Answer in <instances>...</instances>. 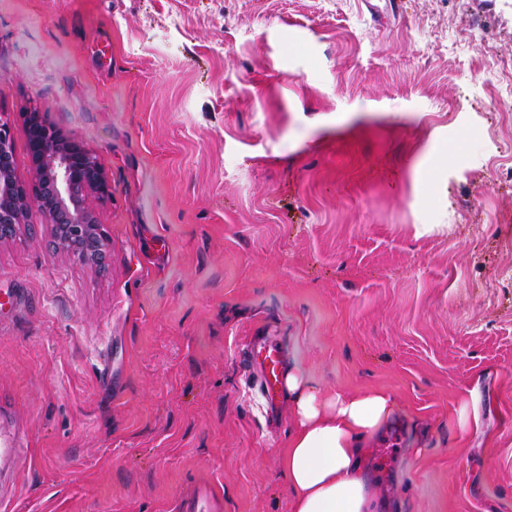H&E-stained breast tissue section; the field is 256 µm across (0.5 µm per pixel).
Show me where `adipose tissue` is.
<instances>
[{
    "label": "adipose tissue",
    "instance_id": "ef3b65f1",
    "mask_svg": "<svg viewBox=\"0 0 512 512\" xmlns=\"http://www.w3.org/2000/svg\"><path fill=\"white\" fill-rule=\"evenodd\" d=\"M283 387L294 414L281 459L292 512H394L363 468L369 440L396 417L394 397L376 389L325 393L296 367L284 373Z\"/></svg>",
    "mask_w": 512,
    "mask_h": 512
}]
</instances>
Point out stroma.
<instances>
[{"label": "stroma", "mask_w": 512, "mask_h": 512, "mask_svg": "<svg viewBox=\"0 0 512 512\" xmlns=\"http://www.w3.org/2000/svg\"><path fill=\"white\" fill-rule=\"evenodd\" d=\"M0 0V119L101 164L110 251L0 242L7 512H291L285 392L384 389L401 512H512V0ZM473 421L459 426L460 410ZM254 357L260 366V385L267 399L273 395L279 382L281 369L280 352L276 343L267 338L257 339ZM27 442L23 434L14 430L4 431L0 427V503L9 501L14 495V479L6 483L4 477L9 474L14 477L19 458L27 449ZM223 498L224 493L220 486L206 482L197 494L182 499L177 510L179 512H219L215 509L204 508L202 504L211 503L220 510Z\"/></svg>", "instance_id": "35a3bbf8"}]
</instances>
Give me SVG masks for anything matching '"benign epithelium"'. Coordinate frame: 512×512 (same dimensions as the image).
I'll list each match as a JSON object with an SVG mask.
<instances>
[{
	"mask_svg": "<svg viewBox=\"0 0 512 512\" xmlns=\"http://www.w3.org/2000/svg\"><path fill=\"white\" fill-rule=\"evenodd\" d=\"M24 122L29 184L16 175L11 130L0 121V242L15 236L36 206L51 220L58 252L87 265H102L109 237L88 205L90 195L111 193L100 163L74 137L47 126L39 113H26Z\"/></svg>",
	"mask_w": 512,
	"mask_h": 512,
	"instance_id": "1",
	"label": "benign epithelium"
}]
</instances>
